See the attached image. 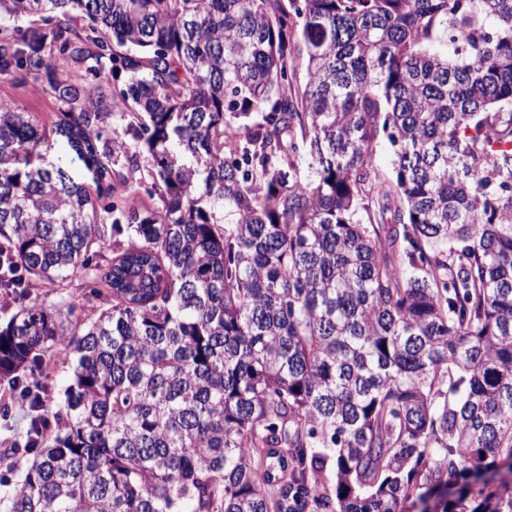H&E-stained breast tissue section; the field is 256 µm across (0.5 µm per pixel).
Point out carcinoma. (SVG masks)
I'll return each mask as SVG.
<instances>
[{
  "label": "carcinoma",
  "mask_w": 512,
  "mask_h": 512,
  "mask_svg": "<svg viewBox=\"0 0 512 512\" xmlns=\"http://www.w3.org/2000/svg\"><path fill=\"white\" fill-rule=\"evenodd\" d=\"M0 80V512H512V0H0ZM7 94L28 112H34L51 124L54 117V104L51 97L42 91L40 86L27 83L25 85H11L0 81V95ZM48 372V398L50 401L58 400L68 381V370L62 364L61 358H55V363H50ZM26 430V416L15 404L9 418L4 420L0 415V450L13 440H21Z\"/></svg>",
  "instance_id": "cac0c4a2"
}]
</instances>
